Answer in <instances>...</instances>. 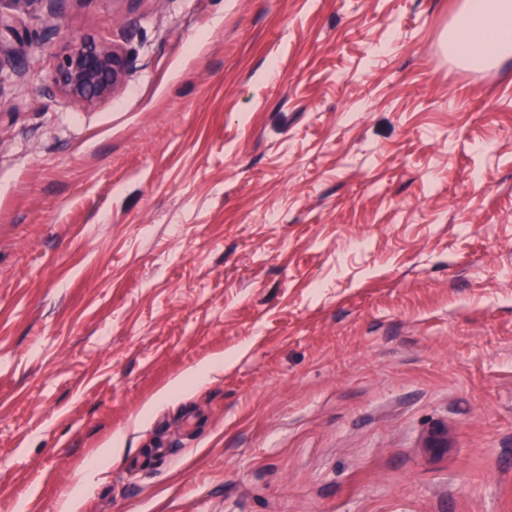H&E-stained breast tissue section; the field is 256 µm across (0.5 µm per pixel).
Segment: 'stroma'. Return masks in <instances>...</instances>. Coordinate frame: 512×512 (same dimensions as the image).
I'll return each instance as SVG.
<instances>
[{"mask_svg":"<svg viewBox=\"0 0 512 512\" xmlns=\"http://www.w3.org/2000/svg\"><path fill=\"white\" fill-rule=\"evenodd\" d=\"M461 3L24 16L0 512H512V58L449 53ZM86 36L123 86L47 95Z\"/></svg>","mask_w":512,"mask_h":512,"instance_id":"1","label":"stroma"}]
</instances>
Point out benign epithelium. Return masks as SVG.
<instances>
[{
  "instance_id": "1",
  "label": "benign epithelium",
  "mask_w": 512,
  "mask_h": 512,
  "mask_svg": "<svg viewBox=\"0 0 512 512\" xmlns=\"http://www.w3.org/2000/svg\"><path fill=\"white\" fill-rule=\"evenodd\" d=\"M58 0H0V67L11 63L16 45L23 44L29 32L20 27L19 15H56ZM130 60L121 46L93 37L66 43L57 55L52 94L94 106L112 97L124 84Z\"/></svg>"
}]
</instances>
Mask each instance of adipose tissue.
Here are the masks:
<instances>
[{"label": "adipose tissue", "instance_id": "obj_1", "mask_svg": "<svg viewBox=\"0 0 512 512\" xmlns=\"http://www.w3.org/2000/svg\"><path fill=\"white\" fill-rule=\"evenodd\" d=\"M448 49L486 68L512 55V0H462L448 30Z\"/></svg>", "mask_w": 512, "mask_h": 512}]
</instances>
